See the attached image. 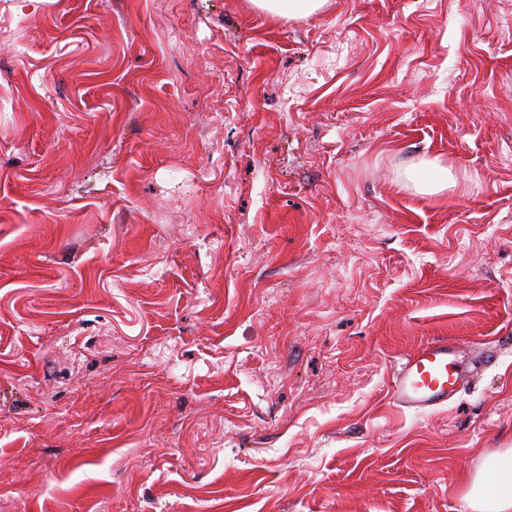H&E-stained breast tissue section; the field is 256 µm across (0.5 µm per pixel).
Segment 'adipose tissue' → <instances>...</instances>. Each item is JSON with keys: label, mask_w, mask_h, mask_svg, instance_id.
<instances>
[{"label": "adipose tissue", "mask_w": 512, "mask_h": 512, "mask_svg": "<svg viewBox=\"0 0 512 512\" xmlns=\"http://www.w3.org/2000/svg\"><path fill=\"white\" fill-rule=\"evenodd\" d=\"M405 187L422 196L454 188L450 166L437 157H424L403 173ZM466 500L471 512H512V454L489 457L483 473L471 481Z\"/></svg>", "instance_id": "1"}]
</instances>
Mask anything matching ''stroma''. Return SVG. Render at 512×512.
Segmentation results:
<instances>
[{
    "label": "stroma",
    "mask_w": 512,
    "mask_h": 512,
    "mask_svg": "<svg viewBox=\"0 0 512 512\" xmlns=\"http://www.w3.org/2000/svg\"><path fill=\"white\" fill-rule=\"evenodd\" d=\"M511 450L512 0H0V512H470ZM257 9L282 18L309 17L318 13L327 0H250ZM404 186L422 196H433L454 188L456 177L439 157H422L403 174ZM467 357L457 341L447 336L427 341L395 367L390 400L398 407L427 412L447 404L469 377Z\"/></svg>",
    "instance_id": "obj_1"
}]
</instances>
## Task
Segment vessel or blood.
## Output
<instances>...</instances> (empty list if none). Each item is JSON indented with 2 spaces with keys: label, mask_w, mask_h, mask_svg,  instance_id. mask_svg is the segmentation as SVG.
<instances>
[{
  "label": "vessel or blood",
  "mask_w": 512,
  "mask_h": 512,
  "mask_svg": "<svg viewBox=\"0 0 512 512\" xmlns=\"http://www.w3.org/2000/svg\"><path fill=\"white\" fill-rule=\"evenodd\" d=\"M467 357L454 339L427 341L397 364L389 386L398 407L427 412L447 404L468 378Z\"/></svg>",
  "instance_id": "b4317fda"
}]
</instances>
